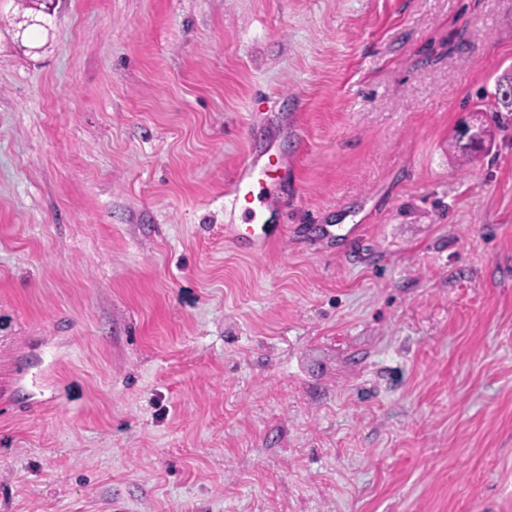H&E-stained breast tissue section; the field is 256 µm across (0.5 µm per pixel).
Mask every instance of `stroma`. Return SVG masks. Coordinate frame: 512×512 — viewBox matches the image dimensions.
<instances>
[{"label":"stroma","instance_id":"1","mask_svg":"<svg viewBox=\"0 0 512 512\" xmlns=\"http://www.w3.org/2000/svg\"><path fill=\"white\" fill-rule=\"evenodd\" d=\"M509 72L512 0H0V512H512ZM264 190L265 187L261 186L260 179L256 182L251 177L242 174V172L231 180L230 183L232 203L244 206L245 210L250 214L252 221L257 219V213L252 205L256 200L259 202L265 200ZM271 228L265 224H234L225 238L237 249L252 255L261 254L269 244Z\"/></svg>","mask_w":512,"mask_h":512}]
</instances>
